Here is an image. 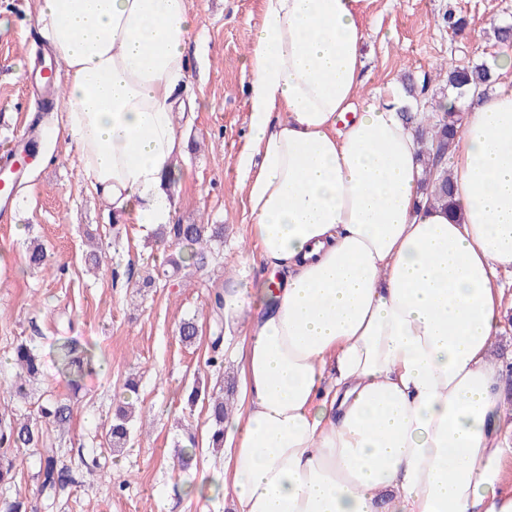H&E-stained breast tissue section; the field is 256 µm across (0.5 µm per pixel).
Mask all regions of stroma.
Here are the masks:
<instances>
[{"mask_svg": "<svg viewBox=\"0 0 512 512\" xmlns=\"http://www.w3.org/2000/svg\"><path fill=\"white\" fill-rule=\"evenodd\" d=\"M33 0H0V147L17 138L33 117L26 94L32 51L43 43L28 14ZM263 0H191L198 36L187 56L190 76L179 91L198 109L178 113L186 144L178 176L168 194L176 223L220 224L224 243L204 270L180 272L155 287H139L146 271L178 252V245L156 242L142 226L112 215L110 204L83 181L73 142L63 126V110L52 112L29 176L16 191L14 223L0 224V415L36 416L49 397L71 398L74 418L68 432L45 426L48 446L70 468L75 486L56 499L49 512H200L189 489L220 468L224 452L208 446L211 422L204 404L189 406L192 387L223 389L238 406L240 380L233 352L245 326H224V365L208 366L216 329L211 298L241 275L264 281L271 271L249 234L252 222L235 160L248 144L247 96L252 73L247 50L258 26ZM467 17L464 34L445 26L447 12ZM512 23V0H367L365 7L366 94L384 98L387 84L406 76L427 79L428 100L446 92L438 64L496 67L505 46L494 26ZM95 238L104 256L97 274L87 273L82 254ZM43 242L49 268L24 263L30 239ZM505 316L492 356L502 367L506 400H512V275L501 274ZM197 318L202 332L191 346L177 335L182 320ZM76 337L104 359L102 372L85 377L78 394L55 371L54 340ZM28 343L43 357V373L28 399L14 397L11 360L17 343ZM138 384L137 405L147 433H133L126 448L112 451L105 428L125 380ZM195 433L199 446L191 468L174 467L175 444ZM15 481L5 500L42 505L38 492L41 451L15 450Z\"/></svg>", "mask_w": 512, "mask_h": 512, "instance_id": "1", "label": "stroma"}]
</instances>
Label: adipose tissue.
Returning a JSON list of instances; mask_svg holds the SVG:
<instances>
[{
    "label": "adipose tissue",
    "instance_id": "ef3b65f1",
    "mask_svg": "<svg viewBox=\"0 0 512 512\" xmlns=\"http://www.w3.org/2000/svg\"><path fill=\"white\" fill-rule=\"evenodd\" d=\"M64 128L117 217L169 223L190 0H34ZM363 0H264L249 50L250 233L280 285L222 291L247 323L243 406L204 499L234 512H512V411L491 358L512 273V81L464 114L454 211L426 204L402 101L363 99Z\"/></svg>",
    "mask_w": 512,
    "mask_h": 512
}]
</instances>
